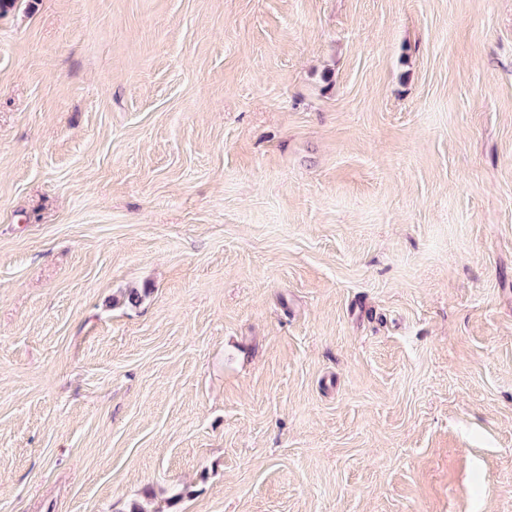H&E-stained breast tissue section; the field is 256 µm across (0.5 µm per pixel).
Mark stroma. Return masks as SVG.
<instances>
[{"instance_id":"1","label":"stroma","mask_w":512,"mask_h":512,"mask_svg":"<svg viewBox=\"0 0 512 512\" xmlns=\"http://www.w3.org/2000/svg\"><path fill=\"white\" fill-rule=\"evenodd\" d=\"M135 500L512 512V0L0 12V512Z\"/></svg>"}]
</instances>
